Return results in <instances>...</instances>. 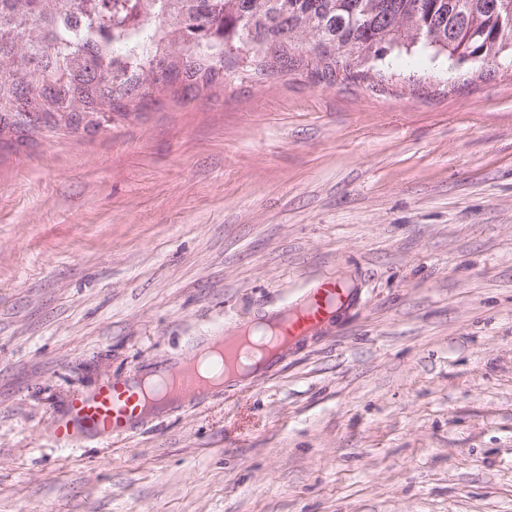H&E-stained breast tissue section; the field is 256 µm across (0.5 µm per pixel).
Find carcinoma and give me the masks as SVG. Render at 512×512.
<instances>
[{
    "label": "carcinoma",
    "instance_id": "carcinoma-1",
    "mask_svg": "<svg viewBox=\"0 0 512 512\" xmlns=\"http://www.w3.org/2000/svg\"><path fill=\"white\" fill-rule=\"evenodd\" d=\"M0 0V145L81 120L100 132L137 116L169 90L224 87L233 57L262 75L307 63L336 80L350 57L417 44L461 61L512 55V0ZM151 39L123 56L112 41L130 27ZM90 31L97 38L80 40ZM305 56H296L294 46Z\"/></svg>",
    "mask_w": 512,
    "mask_h": 512
}]
</instances>
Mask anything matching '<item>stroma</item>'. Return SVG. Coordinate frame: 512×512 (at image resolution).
<instances>
[{
	"label": "stroma",
	"mask_w": 512,
	"mask_h": 512,
	"mask_svg": "<svg viewBox=\"0 0 512 512\" xmlns=\"http://www.w3.org/2000/svg\"><path fill=\"white\" fill-rule=\"evenodd\" d=\"M359 302L238 391L76 451L75 393ZM0 512H512V63L426 50L0 147Z\"/></svg>",
	"instance_id": "35a3bbf8"
}]
</instances>
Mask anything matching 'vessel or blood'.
<instances>
[{
	"label": "vessel or blood",
	"instance_id": "obj_1",
	"mask_svg": "<svg viewBox=\"0 0 512 512\" xmlns=\"http://www.w3.org/2000/svg\"><path fill=\"white\" fill-rule=\"evenodd\" d=\"M356 303V292L334 278H325L311 291L299 311H273L258 337L239 331L211 342L212 362L224 382L270 366L290 343L315 336L337 314ZM194 359L147 363L140 374L115 377L90 392L73 396L66 411L54 418L56 441L80 448L90 439L104 440L130 433L149 416L169 411L179 403L203 402L215 393Z\"/></svg>",
	"mask_w": 512,
	"mask_h": 512
}]
</instances>
